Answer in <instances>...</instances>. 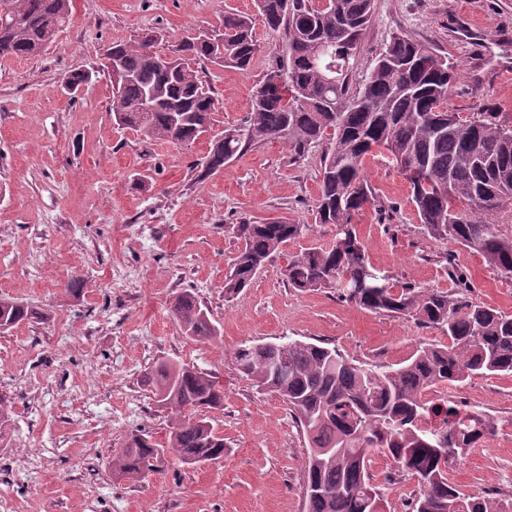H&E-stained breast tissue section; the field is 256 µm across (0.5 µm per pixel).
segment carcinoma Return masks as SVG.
Returning <instances> with one entry per match:
<instances>
[{
	"label": "carcinoma",
	"mask_w": 512,
	"mask_h": 512,
	"mask_svg": "<svg viewBox=\"0 0 512 512\" xmlns=\"http://www.w3.org/2000/svg\"><path fill=\"white\" fill-rule=\"evenodd\" d=\"M256 6L266 27L282 31L283 42L275 65L252 90L245 125L210 140L199 178L220 173L255 142L281 141L296 161L324 146L316 220L346 232L336 234L328 248L311 246L292 256L285 269L288 286L331 289L365 310L408 316L448 336V344H421L394 367L357 362L334 347L301 340L243 345L233 352L238 373L280 398L308 440L305 512H376L390 484L376 482L370 471L377 453L416 482L409 512H512V500L465 493L449 477V464L493 435L495 420L444 395L429 396L434 388L474 376L511 375L512 315L387 276L377 285L353 224L364 207L381 208L365 160L400 154L423 172L400 174L424 233L480 254L512 279V235L495 224L512 204V125L482 107L469 121L449 110L454 66L403 32L393 34L370 74L352 85L374 0H329L322 9L313 0H256ZM72 8V0H0V57H31L52 47ZM255 17L225 14L207 39L180 41L166 67L157 63L161 33L113 41L109 51L119 72L110 76V111L116 123L175 145L199 139L212 128L216 98L185 57L248 69L260 48ZM150 95L158 106L139 111ZM308 230L307 224L279 219L234 225L240 247L224 276L225 293L232 297L250 287L282 245ZM171 313L192 339L221 336L209 310L189 292L175 297ZM33 319L48 315L0 299V324L13 328ZM141 383L176 418L164 442L145 430L129 435L113 454L115 475L136 480L158 473L168 454L183 464L224 458V436L201 416L224 403L215 376L167 360L146 369Z\"/></svg>",
	"instance_id": "cac0c4a2"
}]
</instances>
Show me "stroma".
Listing matches in <instances>:
<instances>
[{
    "instance_id": "obj_1",
    "label": "stroma",
    "mask_w": 512,
    "mask_h": 512,
    "mask_svg": "<svg viewBox=\"0 0 512 512\" xmlns=\"http://www.w3.org/2000/svg\"><path fill=\"white\" fill-rule=\"evenodd\" d=\"M73 3L69 26L46 53L0 57V298L50 315L0 332V396L14 411L0 430V512H304L307 442L279 398L237 373L232 352L286 336L390 366L448 337L330 290L288 287L289 258L335 238L333 227L316 222L320 148L296 164L285 144L265 141L202 180L196 162L207 140L146 141L115 124L111 83L97 70L108 44L160 30L165 53L224 14L254 13L255 0ZM399 31L453 63L452 111L482 104L512 123V0H375L353 81L369 75ZM256 32L260 49L249 69L198 65L218 100L214 136L243 125L250 93L282 42V32L264 25ZM80 70L94 77L69 97L63 79ZM365 172L386 207L353 219L373 268L512 315V279L480 255L424 235L409 185L388 159L368 158ZM141 176L152 179L150 191L136 187ZM268 217L311 231L273 254L250 288L226 295L224 276L240 245L234 225ZM451 254L469 287L449 278ZM184 291L209 309L220 340L182 333L170 305ZM167 359L218 377L224 405L210 417L228 452L198 467L171 456L144 480L116 479L111 459L127 435L142 429L161 441L174 421L140 382L147 367ZM448 395L496 421L494 435L459 458L451 478L469 493L512 497V376L453 383ZM371 472L380 483L394 479L386 512H404L414 480L382 455Z\"/></svg>"
}]
</instances>
